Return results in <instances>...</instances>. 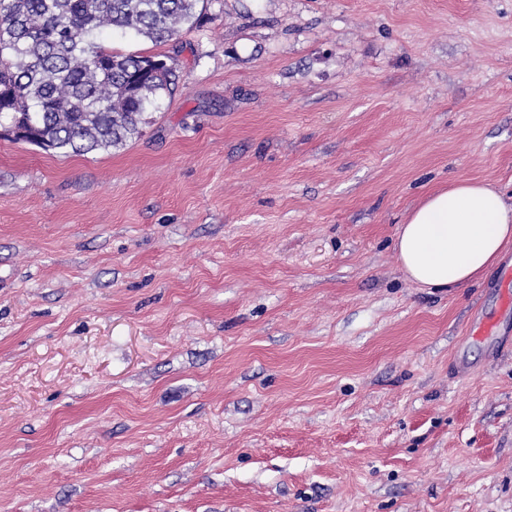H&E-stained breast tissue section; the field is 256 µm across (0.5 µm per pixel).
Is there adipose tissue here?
Returning <instances> with one entry per match:
<instances>
[{
    "label": "adipose tissue",
    "mask_w": 512,
    "mask_h": 512,
    "mask_svg": "<svg viewBox=\"0 0 512 512\" xmlns=\"http://www.w3.org/2000/svg\"><path fill=\"white\" fill-rule=\"evenodd\" d=\"M395 247L404 273L417 284L466 287L512 249V199L485 182H449L410 213Z\"/></svg>",
    "instance_id": "obj_1"
}]
</instances>
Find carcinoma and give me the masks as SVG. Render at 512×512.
Wrapping results in <instances>:
<instances>
[{
  "label": "carcinoma",
  "instance_id": "1",
  "mask_svg": "<svg viewBox=\"0 0 512 512\" xmlns=\"http://www.w3.org/2000/svg\"><path fill=\"white\" fill-rule=\"evenodd\" d=\"M199 0H0V128L59 156L119 149L142 133L175 73L115 54L106 30L177 40Z\"/></svg>",
  "mask_w": 512,
  "mask_h": 512
}]
</instances>
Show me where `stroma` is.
Wrapping results in <instances>:
<instances>
[{
    "label": "stroma",
    "instance_id": "stroma-1",
    "mask_svg": "<svg viewBox=\"0 0 512 512\" xmlns=\"http://www.w3.org/2000/svg\"><path fill=\"white\" fill-rule=\"evenodd\" d=\"M198 10L100 38L176 73L123 149L0 137V512H512V251H395L449 180L512 197V0Z\"/></svg>",
    "mask_w": 512,
    "mask_h": 512
}]
</instances>
